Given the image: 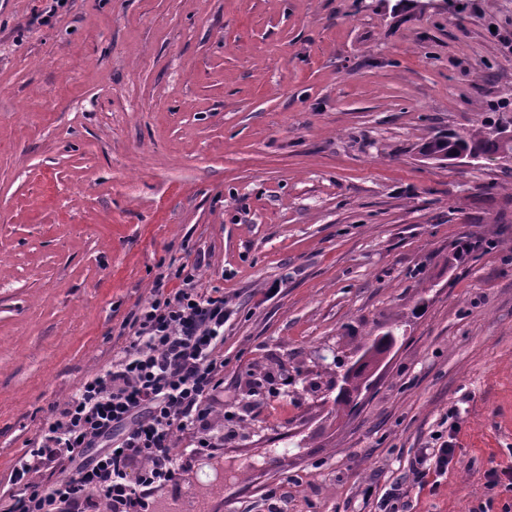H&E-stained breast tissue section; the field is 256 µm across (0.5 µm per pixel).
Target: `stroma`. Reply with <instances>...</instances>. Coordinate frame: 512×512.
I'll use <instances>...</instances> for the list:
<instances>
[{"mask_svg": "<svg viewBox=\"0 0 512 512\" xmlns=\"http://www.w3.org/2000/svg\"><path fill=\"white\" fill-rule=\"evenodd\" d=\"M510 117L512 0H0V498L188 261L233 310L226 439L179 437L149 512H512V167L425 151ZM455 422L448 424V439L442 440L437 448H426L424 456L415 461L412 465V473L415 480L424 486L427 481V475L434 473L436 476L447 474L450 464H452L455 457Z\"/></svg>", "mask_w": 512, "mask_h": 512, "instance_id": "obj_1", "label": "stroma"}]
</instances>
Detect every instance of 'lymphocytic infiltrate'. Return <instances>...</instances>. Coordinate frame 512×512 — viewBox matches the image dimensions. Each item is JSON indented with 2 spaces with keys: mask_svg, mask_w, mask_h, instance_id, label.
<instances>
[{
  "mask_svg": "<svg viewBox=\"0 0 512 512\" xmlns=\"http://www.w3.org/2000/svg\"><path fill=\"white\" fill-rule=\"evenodd\" d=\"M196 270L181 265L176 288L156 283L111 366L87 379L17 460L5 512H148L176 477V437L190 431L211 448L232 312L223 289L198 286Z\"/></svg>",
  "mask_w": 512,
  "mask_h": 512,
  "instance_id": "f902f5d3",
  "label": "lymphocytic infiltrate"
}]
</instances>
